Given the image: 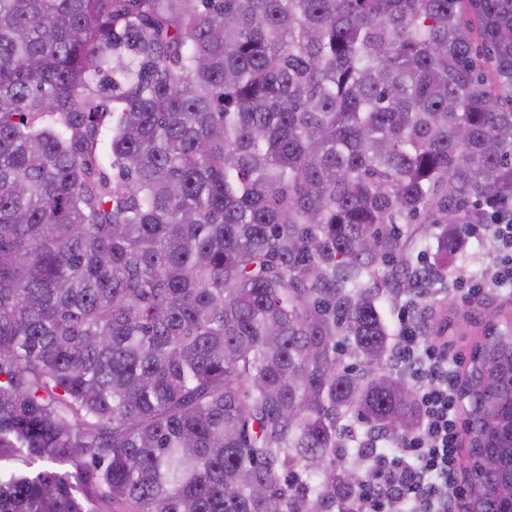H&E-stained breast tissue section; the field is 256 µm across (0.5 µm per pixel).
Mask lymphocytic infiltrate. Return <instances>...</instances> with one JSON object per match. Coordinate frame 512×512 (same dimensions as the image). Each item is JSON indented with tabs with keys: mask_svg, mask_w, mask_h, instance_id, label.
I'll return each mask as SVG.
<instances>
[{
	"mask_svg": "<svg viewBox=\"0 0 512 512\" xmlns=\"http://www.w3.org/2000/svg\"><path fill=\"white\" fill-rule=\"evenodd\" d=\"M468 230L494 243L486 265L457 282L459 290L482 297L512 286V224H472ZM395 360L405 369L420 409L417 429L397 452L372 453L348 512H456L462 498V411L457 386L461 364L448 351V339L426 340L423 314L415 299L397 310Z\"/></svg>",
	"mask_w": 512,
	"mask_h": 512,
	"instance_id": "f902f5d3",
	"label": "lymphocytic infiltrate"
}]
</instances>
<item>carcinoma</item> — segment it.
<instances>
[{"instance_id": "obj_1", "label": "carcinoma", "mask_w": 512, "mask_h": 512, "mask_svg": "<svg viewBox=\"0 0 512 512\" xmlns=\"http://www.w3.org/2000/svg\"><path fill=\"white\" fill-rule=\"evenodd\" d=\"M467 224L512 0H0V512H342L420 418L382 309ZM461 399L504 512L509 329Z\"/></svg>"}]
</instances>
